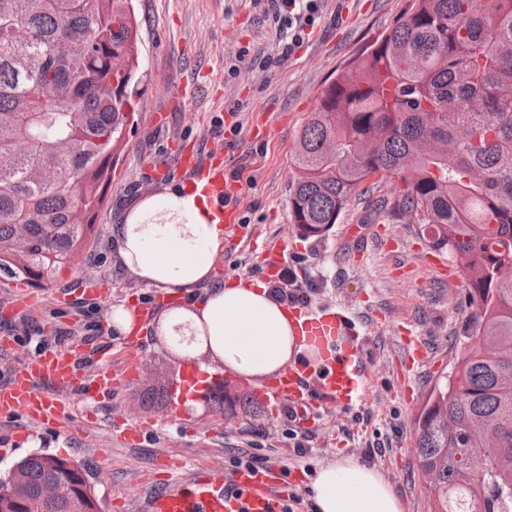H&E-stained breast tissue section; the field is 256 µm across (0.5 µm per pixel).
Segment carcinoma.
Wrapping results in <instances>:
<instances>
[{
	"instance_id": "carcinoma-1",
	"label": "carcinoma",
	"mask_w": 512,
	"mask_h": 512,
	"mask_svg": "<svg viewBox=\"0 0 512 512\" xmlns=\"http://www.w3.org/2000/svg\"><path fill=\"white\" fill-rule=\"evenodd\" d=\"M131 0H0V278L40 286L90 240L133 118L139 31ZM291 223L320 238L390 185L379 213L422 225L463 272L474 344L415 421L431 512H512V0H406L392 29L345 64L299 129ZM29 248L11 250L19 225ZM210 400L235 417L252 394ZM490 433L500 458L469 477L456 457ZM33 487L67 482L68 459H21ZM0 512H34L8 495Z\"/></svg>"
}]
</instances>
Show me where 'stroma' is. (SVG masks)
<instances>
[{
	"instance_id": "obj_1",
	"label": "stroma",
	"mask_w": 512,
	"mask_h": 512,
	"mask_svg": "<svg viewBox=\"0 0 512 512\" xmlns=\"http://www.w3.org/2000/svg\"><path fill=\"white\" fill-rule=\"evenodd\" d=\"M404 5L318 0L314 23L287 54L286 32L264 14L268 0H132L141 40L134 112L94 234L74 266L36 288L35 306H23L12 282L0 280V383L21 361L74 339L86 376L113 365L123 339L107 322L111 307L133 298L152 319L170 300L117 265L112 226L138 200L184 182L174 147L220 139L214 127L220 120L232 128L223 142L228 171L240 188L241 222L259 238H242L224 251L217 277L260 278L263 248H286L298 259L296 280L310 289L311 307L340 309L350 318L371 368L365 398L321 413L317 428L298 438L290 436L293 423L281 408L228 424L223 412L203 403L171 421L167 404L150 406L146 399L169 388L180 365L158 337H145L138 378L111 399L80 402L71 419L73 435L33 427L21 415L0 416V478L35 452L64 457L92 472L100 512H145L154 493L205 468L230 472L245 454L263 466L280 465L288 483L299 471L308 482L321 466L350 456L383 474L402 512H430L413 451L415 418L453 362L469 319L463 275L456 267L446 277L437 273L428 263L433 249L408 221L370 225L364 256L349 262L345 228L359 223L364 204L351 205L316 239L298 232L288 203L290 153L299 128L337 70L388 32ZM182 86L192 95L178 107L173 97ZM259 121L266 131L256 138L252 127ZM160 165L169 169L162 180L155 175ZM383 231L392 234L391 246L381 242ZM85 278L105 280L106 298L86 299L79 288ZM405 331L420 336L428 351L410 370L401 365L399 336ZM122 421L148 424L140 443L116 440L113 425ZM307 482L296 489L294 512H313Z\"/></svg>"
}]
</instances>
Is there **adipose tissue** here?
I'll return each instance as SVG.
<instances>
[{
  "instance_id": "1",
  "label": "adipose tissue",
  "mask_w": 512,
  "mask_h": 512,
  "mask_svg": "<svg viewBox=\"0 0 512 512\" xmlns=\"http://www.w3.org/2000/svg\"><path fill=\"white\" fill-rule=\"evenodd\" d=\"M115 237L120 266L177 300L148 326L134 308L113 306L110 322L121 335L184 331L197 337L194 355L203 368H222L254 383L301 358L319 361L335 354L331 333L297 335L287 304L265 283L216 278L224 227L200 187L167 186L139 200L116 225ZM309 495L315 512H402L383 475L350 457L322 466Z\"/></svg>"
}]
</instances>
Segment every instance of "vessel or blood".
<instances>
[{"label":"vessel or blood","mask_w":512,"mask_h":512,"mask_svg":"<svg viewBox=\"0 0 512 512\" xmlns=\"http://www.w3.org/2000/svg\"><path fill=\"white\" fill-rule=\"evenodd\" d=\"M176 158L179 166L201 185L225 230L237 237L243 235L236 205L239 189L227 173L221 147L212 146L204 158L195 145H182L176 150ZM285 264L284 250L266 251L262 264L265 280L278 281ZM292 313L298 330L306 333L323 327L338 332L345 323L342 313L315 317L301 304L294 305ZM137 347L136 340L127 341L123 365L116 370L100 369L90 386L83 381L74 346L48 349L22 364L12 382L0 386V414L17 413L37 424L65 427L75 398L89 399L94 393L112 390L118 381L129 382L138 377ZM370 377L362 351L347 343L341 355L320 367L297 364L286 368L268 379L257 396L269 403H288L296 411L298 427L308 430L314 424L315 407L329 410L351 406L361 399ZM213 379V374L202 371L195 360L185 361L178 388L171 394L170 417H181L185 403L206 393ZM47 383L52 386L48 392L43 389ZM287 501L279 467L243 466L227 475L203 471L190 483L169 487L151 499L149 512H284Z\"/></svg>","instance_id":"1"}]
</instances>
